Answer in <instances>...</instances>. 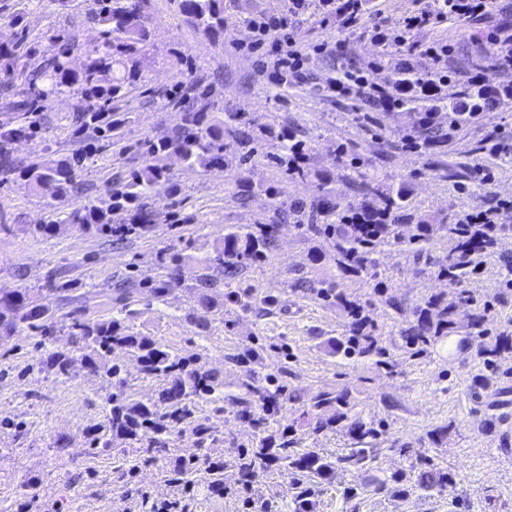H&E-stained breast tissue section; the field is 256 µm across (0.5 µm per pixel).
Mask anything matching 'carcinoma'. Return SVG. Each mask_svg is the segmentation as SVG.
<instances>
[{
    "label": "carcinoma",
    "mask_w": 512,
    "mask_h": 512,
    "mask_svg": "<svg viewBox=\"0 0 512 512\" xmlns=\"http://www.w3.org/2000/svg\"><path fill=\"white\" fill-rule=\"evenodd\" d=\"M147 0H100L91 21L99 27V41L86 51L87 62L79 71L67 65V58L76 48V39L55 38L56 51L52 57L34 67L27 87L22 92V105L26 112L19 115L13 127L3 133L4 141L26 136L31 125V114L39 104L61 88L77 91L91 105L82 113L83 127L92 129L94 149L116 146L124 148L123 127L132 116L108 118L112 102L125 95L126 86L135 82L138 74L136 55L138 45L147 38L145 26ZM179 11L187 24L219 37L224 34L223 0H178ZM23 59L17 52L0 48V74L11 76L15 65ZM173 105L181 108L182 121L171 135L157 141L147 140L138 149L147 155L165 153L182 163L209 167L224 162L229 148L224 135L208 121L211 103L204 100L199 108L182 106V98H174ZM84 155L69 160H50L31 165L23 177L33 190L54 188L62 193L72 178L74 167L82 163ZM169 178L167 170L146 165L130 174L126 189L111 193V203L105 207L87 205L72 211L65 222L78 230L92 226L99 231L113 233L112 213L130 206L140 211L139 228L152 224L143 200L146 192L161 186ZM358 191L369 203L356 205L345 197L325 198L319 204L320 214L329 220L346 213L360 214L361 222L351 224H309L307 230L331 239L336 270L344 277H362L377 268V256L383 248L401 247L420 256L434 239L445 237L452 245L443 257L434 263L437 279L452 284L453 291L434 293L412 309L413 320L407 322L401 335L408 349L419 355L443 338L454 335L473 345L478 363L492 370L499 369L502 355L512 352V336L488 334L485 325L491 313L487 303L478 301L463 288L473 275L494 261L512 268V255L497 252L498 228L486 224L481 233L465 235L459 224H416L413 233L406 235L401 222L407 219L406 194L403 190L382 189L370 182L358 186ZM275 243L273 230L268 226L237 227L224 234V241L215 246L204 258L206 269H233L259 262L266 257ZM183 257L173 253L169 257V280L156 287L163 296L169 287L179 283ZM311 289L325 302L343 310L350 320L349 334L335 341V351L348 358H363L381 369L392 370L385 340L378 334L377 322L367 313L364 305L353 299L340 280L328 275L313 282ZM54 312L46 303H33L20 292H7L0 296V327L9 330L21 325L39 328L46 325ZM69 337L73 351L82 353L93 368L107 359L115 349L122 348L135 354L141 372L160 383L157 398L144 403L130 394L112 396V408L106 430L112 437L128 440H147L156 453L167 449L168 437L180 431L191 418L188 401L193 397L218 401L224 397V381L216 374L202 370L194 361L160 345L149 336H136L119 318L90 322L80 317L71 319ZM71 353L55 352L48 357L47 366L58 376L69 373ZM241 388L245 396L236 400L238 420L254 431V445L250 450L238 452L236 468L241 480L250 482L258 470L275 463L288 473L295 490L293 512H313L314 483L324 479L334 463L359 470L370 462L380 430L371 418L355 411V398L349 388L339 391L323 390L306 395L300 426L290 425L279 433L269 430V412L283 395L276 387L259 390L244 381ZM473 394L485 400L487 408L500 406V392H487L483 381L474 385ZM303 428L310 438L324 436L330 431L347 434L356 447L338 458L326 459L317 448L300 447L297 428ZM420 464L418 487L423 490L449 489L454 486L450 473L436 467L427 457L417 458ZM198 471L194 458L183 461L171 473V480L186 482Z\"/></svg>",
    "instance_id": "carcinoma-1"
}]
</instances>
